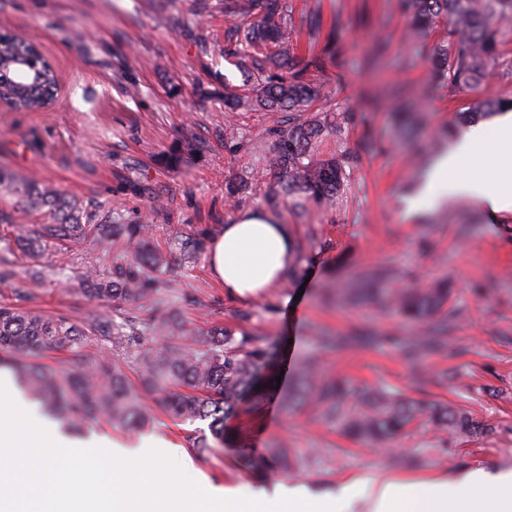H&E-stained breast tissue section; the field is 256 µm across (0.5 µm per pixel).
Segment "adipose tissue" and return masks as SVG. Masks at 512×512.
Returning <instances> with one entry per match:
<instances>
[{
	"instance_id": "adipose-tissue-1",
	"label": "adipose tissue",
	"mask_w": 512,
	"mask_h": 512,
	"mask_svg": "<svg viewBox=\"0 0 512 512\" xmlns=\"http://www.w3.org/2000/svg\"><path fill=\"white\" fill-rule=\"evenodd\" d=\"M512 169V113L493 129L459 130L455 143L434 166L413 208L435 194L466 197L482 205L490 219L512 211V189L485 175ZM294 261L293 231L278 218L253 208L237 212L213 240L208 266L225 290L240 299L256 298L278 286ZM25 437L27 451L0 463V512H185L187 495L177 482L158 488L144 479L149 451L112 457L85 454L62 435L44 436L40 422L0 405V446ZM361 501L365 512H512V472L474 469L455 484L379 478L366 486L352 481L336 498L342 508ZM196 512H327L324 500L307 489L276 486L244 496L232 488L212 489Z\"/></svg>"
}]
</instances>
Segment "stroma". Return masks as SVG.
I'll return each instance as SVG.
<instances>
[{"label": "stroma", "mask_w": 512, "mask_h": 512, "mask_svg": "<svg viewBox=\"0 0 512 512\" xmlns=\"http://www.w3.org/2000/svg\"><path fill=\"white\" fill-rule=\"evenodd\" d=\"M312 3L323 25L315 43L298 35L295 61L306 63L309 48L320 51L338 41L341 78L330 92L355 113L344 137L363 156L343 205L312 207L300 219L281 212L306 248L298 256L297 276L265 296L229 297L205 255L190 259L182 250L183 240L199 232L220 237L229 217L261 206L273 184L251 146L259 141L271 150L265 130L282 113L241 115L234 138L225 137L224 87L242 85L244 76L224 57L222 0H209L201 15L191 12L188 0H0V28L36 35L59 83L48 108H0V165L19 177L45 180L90 210L101 207L132 219L149 214L152 239L169 261L162 276L177 282L162 293L164 304L199 329L264 337L282 384L317 353L326 380L442 402L488 424L489 433H448L418 420L394 444L370 448L325 423L310 405L289 409L274 396L243 403L224 422L233 443L204 456L194 448L209 432L201 420L160 414L132 432L94 422L84 435L127 448L160 441L182 448V456L158 457L156 470L192 492L211 484L244 494L281 482L332 498L349 480L381 474L452 481L477 468L511 470L512 212L494 222L475 202L454 197L405 214L422 180L418 167L446 150L439 131L457 124L475 96H451L431 85L427 56L443 30L408 41L399 0H288V8L300 21ZM372 55L377 62L370 69ZM403 108L425 118L415 136L395 123V112ZM370 140L382 141L384 150L364 152ZM173 154L181 156L179 166L169 165ZM238 178L253 186L252 198L240 203L225 194L226 182ZM100 251L90 240L64 255L46 251V282L26 284L20 294L10 283L0 284V304L76 323L91 313L111 314V303L89 300L79 289L80 275ZM378 267L394 273L398 288L449 280L450 301L464 310L447 355L423 362L428 385H419L397 347L319 348L320 337L358 330L412 333L398 314L350 298V289ZM275 443L286 444L299 459L297 471L272 478L242 465L241 452L259 456Z\"/></svg>", "instance_id": "35a3bbf8"}]
</instances>
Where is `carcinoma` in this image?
Returning <instances> with one entry per match:
<instances>
[{
	"mask_svg": "<svg viewBox=\"0 0 512 512\" xmlns=\"http://www.w3.org/2000/svg\"><path fill=\"white\" fill-rule=\"evenodd\" d=\"M412 38H423L437 23L446 24L444 38L433 45L428 57L431 77L448 94L477 91L490 72L512 82V58L501 47L512 41V0H400ZM224 43L235 65L253 78L251 92L241 96L224 89V111L288 112V120L268 128L273 153L264 157L265 171L275 186L265 195L274 209L284 205L300 213L310 205L333 207L343 202L350 175L359 166V154L344 144L351 112L326 94L329 69L340 67V51L313 55L304 65L294 63L288 42L294 20L288 0H224ZM40 59L34 40L20 33L0 36V94L21 111L42 107L45 86L56 81L55 72L41 63L32 74L19 72L14 60L19 52ZM505 108L512 98L478 99L465 112L464 122ZM0 189L13 199L14 212H0V223L10 230L0 236L4 250H19L27 258L25 275L44 277L41 248L55 241L73 248L89 238L103 246L121 242L131 254L113 262L108 271L92 266L80 276L82 294L90 300L112 303L122 319L98 315L82 325L51 318L34 311L0 305V352L12 356L11 368L18 384L46 413L70 429L80 430L97 420L133 430L146 426L159 411L173 419L207 420L213 443H197L200 453L224 444V418L237 411L242 397L261 393L270 368V346L261 336H235L223 329L203 331L176 323L158 298L159 290L173 284L160 278L166 256L150 243V225L96 224L94 214L35 178L17 180L0 166ZM44 210L50 224H20L15 214ZM366 294L383 308L393 307L413 321L427 325L416 336H327L326 348L341 349L354 341L362 346L392 344L415 363L425 356L448 350L449 333L462 311L448 306L450 290L441 284L429 292L412 288L384 287L385 274H367ZM147 310L143 318L138 312ZM148 335H143L142 331ZM116 336L126 346V357L109 361L95 353V344ZM67 350L79 360L73 368L57 372L37 359L48 350ZM137 365L144 389L156 395L147 407L127 381L125 367ZM319 359L303 361L297 387L288 402L310 401L328 421L378 446L397 437L422 417L440 428L465 430L476 435L489 431L474 417L461 415L446 405L399 400L384 391L360 392L346 401L342 389L317 379ZM272 465L255 460L256 466L286 472L292 468L283 447L272 448Z\"/></svg>",
	"mask_w": 512,
	"mask_h": 512,
	"instance_id": "obj_1",
	"label": "carcinoma"
}]
</instances>
